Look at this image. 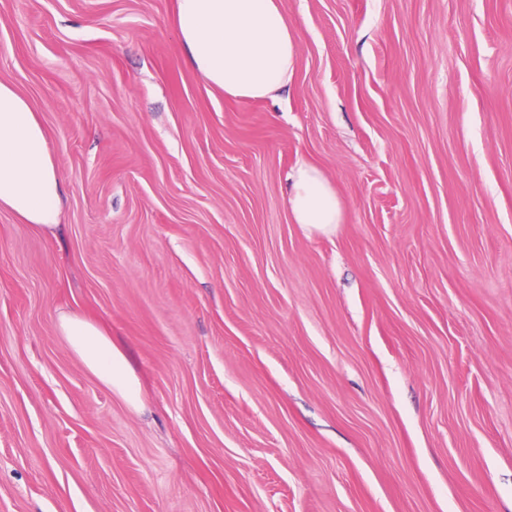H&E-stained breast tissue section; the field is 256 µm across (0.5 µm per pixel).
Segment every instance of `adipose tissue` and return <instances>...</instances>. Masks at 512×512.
I'll return each instance as SVG.
<instances>
[{"mask_svg": "<svg viewBox=\"0 0 512 512\" xmlns=\"http://www.w3.org/2000/svg\"><path fill=\"white\" fill-rule=\"evenodd\" d=\"M176 30L188 65L229 96L275 98L293 73L296 34L280 0H177ZM48 138L29 102L0 82V208L45 234L61 222L64 191ZM290 180L295 223L334 234L342 209L324 172L302 162ZM58 329L98 382L141 410L140 385L110 336L76 312L63 316Z\"/></svg>", "mask_w": 512, "mask_h": 512, "instance_id": "adipose-tissue-1", "label": "adipose tissue"}]
</instances>
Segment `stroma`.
<instances>
[{
    "label": "stroma",
    "mask_w": 512,
    "mask_h": 512,
    "mask_svg": "<svg viewBox=\"0 0 512 512\" xmlns=\"http://www.w3.org/2000/svg\"><path fill=\"white\" fill-rule=\"evenodd\" d=\"M281 7L294 73L245 99L175 0H0L66 182L55 236L0 210V512H512V0ZM301 160L333 235L292 219ZM288 179L291 180L288 202L295 223L311 233L335 234L337 224H342V209L336 190L324 172L300 162ZM60 335L86 370L112 393L119 396L131 409L142 408L140 385L133 375L122 350L100 327L79 313L60 319Z\"/></svg>",
    "instance_id": "stroma-1"
}]
</instances>
